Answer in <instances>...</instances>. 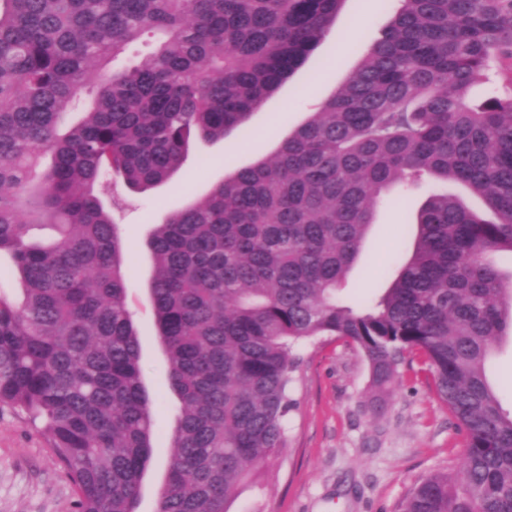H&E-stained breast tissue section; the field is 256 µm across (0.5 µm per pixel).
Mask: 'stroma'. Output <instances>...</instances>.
I'll return each mask as SVG.
<instances>
[{
	"label": "stroma",
	"instance_id": "1",
	"mask_svg": "<svg viewBox=\"0 0 512 512\" xmlns=\"http://www.w3.org/2000/svg\"><path fill=\"white\" fill-rule=\"evenodd\" d=\"M395 0H345L335 23L309 62L258 111L245 133L199 142L173 178L142 194H128L120 226L128 245L127 301L140 332L145 386L163 432H171L179 399L168 382L163 347L155 335L148 291L153 265L145 241L166 212L202 198L235 170L271 156L280 142L318 110L357 70L380 39ZM426 197L419 191L383 202L343 297L379 293L378 267L415 228L406 219ZM287 416L288 446L278 475L259 491H243L234 512H397L422 477L458 469L466 444L421 354H406L393 390L375 398L366 358L351 342L330 336L301 346ZM488 377L504 408L512 411V340L487 361ZM170 455L160 440L141 487L137 512H157ZM75 490L52 450L41 421L0 409V512H73Z\"/></svg>",
	"mask_w": 512,
	"mask_h": 512
}]
</instances>
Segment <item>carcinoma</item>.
Masks as SVG:
<instances>
[{"mask_svg":"<svg viewBox=\"0 0 512 512\" xmlns=\"http://www.w3.org/2000/svg\"><path fill=\"white\" fill-rule=\"evenodd\" d=\"M345 0H0V407L45 423L75 512H137L160 435L127 303L118 224L190 141L222 140L293 77ZM356 72L268 159L170 212L146 241L168 380L180 401L158 512H231L287 447L297 347L336 336L385 394L423 355L466 434L459 474L399 512H512V413L485 365L512 334V0H397ZM146 34L160 43L110 72ZM490 86L477 105L468 94ZM89 112L60 130L79 92ZM452 180L487 220L430 192L371 299L340 297L392 192ZM47 226L55 236L34 241Z\"/></svg>","mask_w":512,"mask_h":512,"instance_id":"1","label":"carcinoma"}]
</instances>
